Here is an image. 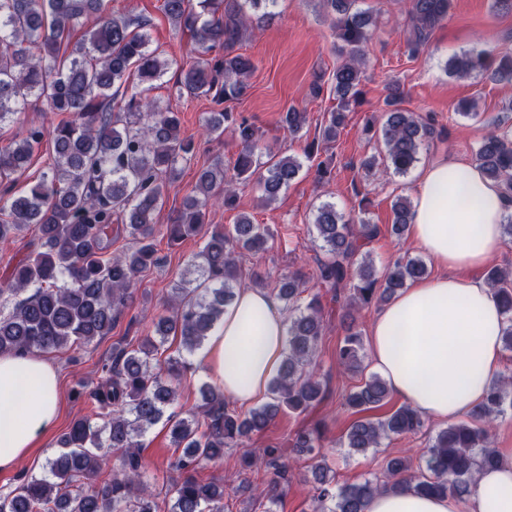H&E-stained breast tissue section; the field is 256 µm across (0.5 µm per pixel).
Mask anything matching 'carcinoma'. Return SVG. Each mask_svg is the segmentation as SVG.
<instances>
[{
    "instance_id": "cac0c4a2",
    "label": "carcinoma",
    "mask_w": 512,
    "mask_h": 512,
    "mask_svg": "<svg viewBox=\"0 0 512 512\" xmlns=\"http://www.w3.org/2000/svg\"><path fill=\"white\" fill-rule=\"evenodd\" d=\"M277 0H163L162 9L175 29L188 31L198 54L180 69L175 87L188 98L235 101L248 89L254 70L251 57L236 46L253 20L247 9L271 15L267 7ZM332 16L331 29L340 51L349 61L333 73L338 107L330 112L322 140H336L350 98L359 94L363 48L375 24L371 14L353 9L357 0H320ZM450 0H408V45L418 53L448 17ZM97 16L96 27L71 41V30L82 19ZM145 20L116 19L101 13V0H0V123L14 122L36 100L67 119L50 129L25 125L0 148V244L29 231L35 247L9 269L0 295L10 292L13 306L0 313V354L37 353L89 345L111 334L138 276L159 263L155 237L160 229L154 215L163 205L164 187L179 165L194 153V143L180 137L178 113L148 98L153 82L169 63L149 50L142 29ZM449 67L457 74L489 71L500 80H512V55L493 57L485 50L455 58ZM403 91L395 85L385 99L383 122L368 121L365 133L381 136L385 169L405 174L418 160L424 144L442 141L445 130L434 119L401 107ZM306 113L291 106L285 112L288 132L303 128ZM234 124L242 141L232 170L216 159L201 171L183 208L165 227L168 243L177 244L201 231L205 209L217 200L235 208L239 186L256 181L267 202L288 188L302 169L293 155H271L261 161L258 138L248 118L224 108L205 122L206 135L219 138L224 123ZM53 144V163L40 179L17 189L11 176L23 171L44 138ZM485 177L497 183L512 204V130L495 127L475 152ZM370 200L362 198L358 216L344 218L333 203L315 207L312 224L323 257L317 259L315 278L336 301L364 307L388 301L408 282L427 276L426 263L403 255L385 271L373 265L365 248L381 232L362 217ZM392 232L408 231L412 204L404 196L393 204ZM126 234L131 245L110 256L112 225ZM273 237L270 227L242 216L232 228L211 233L192 266L196 277L181 281L165 303L166 314L155 324L160 340L112 349L101 366L102 379L90 392L94 415L75 419L59 440L60 448L41 477H26L14 489L0 492V512H157L151 485L144 479L140 450L148 430L165 421L180 454L172 463L167 495L168 512H224V483L201 482L199 464L224 457V449L242 444L266 429L284 409L304 412L327 396L312 361L327 325L318 297L301 303L303 274L279 278L275 296L288 321V350L269 387L271 401L247 413L231 408L224 389L206 384L200 389L201 412L184 414L172 409L175 384L191 367L184 353L199 349L224 317L234 298L242 270L239 256L266 250ZM505 316L503 344L512 350V273L492 267L484 275ZM181 350L163 356L168 337ZM340 366L362 369L360 333L348 328L337 353ZM391 391L377 374L370 375L347 395L346 404L361 415L344 435V445L364 453L391 435L415 433L424 426L420 414L401 406L382 419L362 413L387 403ZM512 409V380L501 378L489 386L486 398L470 420L439 430L427 451L426 469L411 473L408 457L386 461V480L367 479L339 486L321 452L322 433L308 428L292 447L315 460L312 512H364L375 493L408 488L420 495L472 492L476 475L499 461L491 447V427L506 409ZM118 458L120 470L108 480L100 474ZM246 466L258 465L271 478L260 494L275 503L278 490L288 483V467L279 449L269 445Z\"/></svg>"
}]
</instances>
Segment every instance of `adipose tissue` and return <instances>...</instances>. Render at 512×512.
I'll return each mask as SVG.
<instances>
[{
	"label": "adipose tissue",
	"mask_w": 512,
	"mask_h": 512,
	"mask_svg": "<svg viewBox=\"0 0 512 512\" xmlns=\"http://www.w3.org/2000/svg\"><path fill=\"white\" fill-rule=\"evenodd\" d=\"M506 201L478 165L440 159L417 176L408 235L443 273L410 283L373 318L370 353L392 395L424 416L451 421L482 403L502 359L504 316L476 272L500 250ZM287 323L278 300L242 288L200 360L231 400L265 393L279 367ZM56 369L35 354L0 355V471L14 469L54 429ZM366 512H458L452 496L375 494ZM468 512H512V448L481 471Z\"/></svg>",
	"instance_id": "1"
}]
</instances>
